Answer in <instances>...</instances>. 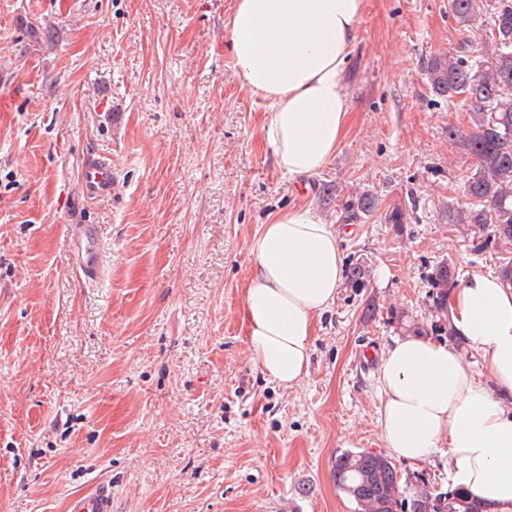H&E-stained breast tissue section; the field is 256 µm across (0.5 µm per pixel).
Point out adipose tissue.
<instances>
[{
	"label": "adipose tissue",
	"instance_id": "1",
	"mask_svg": "<svg viewBox=\"0 0 512 512\" xmlns=\"http://www.w3.org/2000/svg\"><path fill=\"white\" fill-rule=\"evenodd\" d=\"M364 0H234L230 52L243 87L263 100L275 165L305 179L325 169L350 123L346 65ZM343 256L333 225L302 205L272 216L255 244L242 316L252 360L282 387L308 374L315 318L335 301ZM453 339H395L380 360L382 441L400 460L448 451V478L485 507L512 503V288L493 273L448 299ZM478 356L470 367L454 342Z\"/></svg>",
	"mask_w": 512,
	"mask_h": 512
}]
</instances>
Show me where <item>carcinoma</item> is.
I'll return each instance as SVG.
<instances>
[{
	"label": "carcinoma",
	"mask_w": 512,
	"mask_h": 512,
	"mask_svg": "<svg viewBox=\"0 0 512 512\" xmlns=\"http://www.w3.org/2000/svg\"><path fill=\"white\" fill-rule=\"evenodd\" d=\"M449 10L461 28L482 29L484 37L461 43L455 55L436 53L426 64L436 96L450 104L463 98L468 124L463 131L449 126L448 140L462 146L476 164L464 183L463 199L448 208L446 219L465 232L492 225L495 238L512 246V0H496L489 23L485 0H450ZM376 207L367 192L353 205L365 216ZM335 476L338 489L356 503V512L372 510L399 492L396 468L381 466L366 453L336 456ZM452 493L455 512H483L463 491Z\"/></svg>",
	"instance_id": "cac0c4a2"
}]
</instances>
